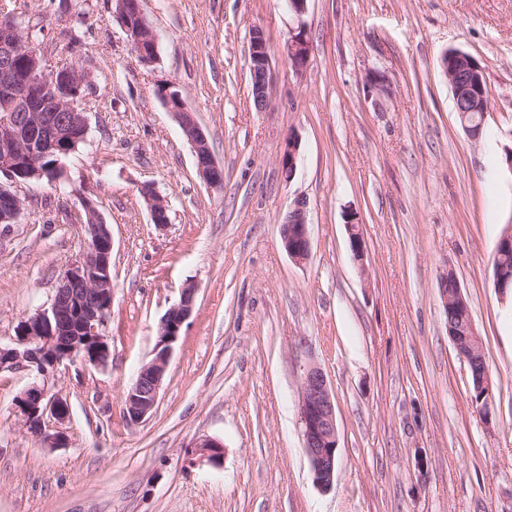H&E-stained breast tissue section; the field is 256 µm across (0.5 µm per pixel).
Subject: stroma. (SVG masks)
Here are the masks:
<instances>
[{
	"label": "stroma",
	"mask_w": 512,
	"mask_h": 512,
	"mask_svg": "<svg viewBox=\"0 0 512 512\" xmlns=\"http://www.w3.org/2000/svg\"><path fill=\"white\" fill-rule=\"evenodd\" d=\"M113 0H6L43 27L47 69L85 66L84 144L56 182L17 186V223L0 224V342L47 306L88 246L82 199L112 228V357L59 367L63 446H41L15 400L34 372H0V512H512V299L492 255L512 224V0H141L159 35L143 65ZM80 15V43L60 28ZM305 26L310 64L286 43ZM261 28L270 105L257 111L247 64ZM482 65L490 110L480 139L461 127L442 57ZM385 73L393 94L365 78ZM179 90L224 168L208 188L157 89ZM298 144L285 181L278 156ZM169 203L152 224L140 188ZM307 202L311 254L291 260L279 225ZM366 241L356 260L344 224ZM454 271L494 380L488 412L448 336L440 278ZM195 307L152 416L128 424L122 395L153 357L158 324L185 286ZM336 397L339 463L316 485L298 416L310 364ZM205 439L221 467L193 463Z\"/></svg>",
	"instance_id": "35a3bbf8"
}]
</instances>
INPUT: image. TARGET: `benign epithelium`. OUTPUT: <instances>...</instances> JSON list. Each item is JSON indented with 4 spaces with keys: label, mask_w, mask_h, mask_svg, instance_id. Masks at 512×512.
<instances>
[{
    "label": "benign epithelium",
    "mask_w": 512,
    "mask_h": 512,
    "mask_svg": "<svg viewBox=\"0 0 512 512\" xmlns=\"http://www.w3.org/2000/svg\"><path fill=\"white\" fill-rule=\"evenodd\" d=\"M114 2L113 16L142 63H154L158 35L143 13L140 0ZM286 52L288 63L296 72L307 69L310 45L304 24H299L288 38ZM442 63L448 83L461 101L458 114L465 117L476 112L486 118L488 104L479 62L465 52L453 50L444 54ZM248 67L253 105L264 111L270 100V53L258 28L252 30L249 38ZM90 86V75L75 65L47 70L31 29L23 20L13 16L0 25V106L6 112L0 120V173L8 180L6 184L0 183V224H13L20 215L21 202L13 191L15 185L41 180L46 175L49 181H55L62 159L75 151L78 143L85 142L87 122L81 102ZM369 88L375 96L384 97L391 93L392 84L385 74L376 71L369 78ZM159 97L190 142L199 176L211 189H223L224 170L215 162L208 139L180 92L163 85ZM297 152L296 142L290 139L279 155L281 174L287 181L296 172ZM34 156L54 159L51 171L30 162ZM141 194L153 224L165 226L167 200L149 185L141 188ZM82 204L87 216V251L64 273L49 306L22 321L10 343H0V370L27 368L45 380L67 362L78 360L94 369L108 364L111 351L106 328L112 307V230L90 200L85 198ZM345 225L351 251L361 261L366 249L362 225L353 215L347 217ZM280 239L291 260L301 264L309 259L305 201H297L284 216ZM451 283L453 289L441 288L445 307L463 300L457 277H452ZM195 295L196 288L192 286L181 290L179 301L160 320L154 358L142 366L134 384L123 395V415L132 425L146 421L156 407L172 344L193 311ZM448 335L466 361L484 358L482 338L473 319L450 328ZM477 392L481 393L480 409L486 414L493 396L489 373H483L477 382ZM18 409L24 426L40 444L52 448L64 445L62 425L70 415L65 399L48 395L45 384L35 381L18 397ZM299 418L314 480L328 489L336 476L339 431L336 398L325 372L317 365L308 366L303 374ZM223 455L220 441L205 439L197 444L194 461L218 467Z\"/></svg>",
    "instance_id": "1"
}]
</instances>
